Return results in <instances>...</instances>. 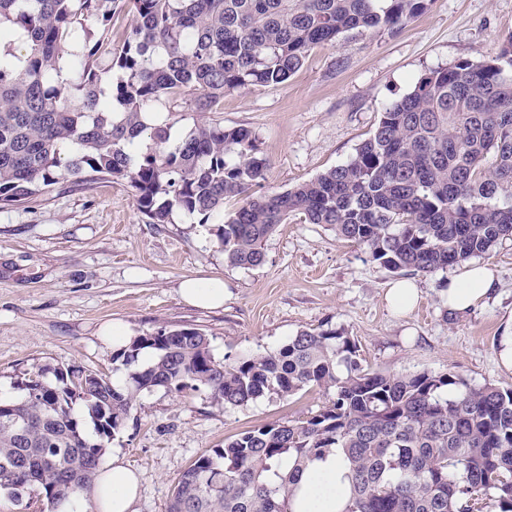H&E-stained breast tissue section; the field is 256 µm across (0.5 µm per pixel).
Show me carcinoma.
<instances>
[{"label":"carcinoma","instance_id":"obj_1","mask_svg":"<svg viewBox=\"0 0 512 512\" xmlns=\"http://www.w3.org/2000/svg\"><path fill=\"white\" fill-rule=\"evenodd\" d=\"M114 2L0 0V207L70 177L126 180L152 224L176 210L218 220L224 256L248 268L291 215L393 273L431 275L512 237V71L498 63H512V35L491 61L422 75L347 163L268 193L250 130L201 119L174 143L165 107L215 112L231 90L286 83L311 48L392 28L431 0H125L134 21L116 48ZM115 68L121 76L103 87ZM227 199L237 207L226 216ZM114 359L137 365L123 386L75 368L52 384L39 369L20 390L43 400L0 399V492L71 500L95 481L144 390H203L239 407L320 388L334 398L308 419L241 432L199 456L168 512H296L303 475L333 450L348 480L340 512H512V389L371 371L332 328L229 362L213 358L201 331L165 328Z\"/></svg>","mask_w":512,"mask_h":512}]
</instances>
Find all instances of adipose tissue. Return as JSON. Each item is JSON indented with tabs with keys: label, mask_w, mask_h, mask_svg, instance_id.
I'll return each instance as SVG.
<instances>
[{
	"label": "adipose tissue",
	"mask_w": 512,
	"mask_h": 512,
	"mask_svg": "<svg viewBox=\"0 0 512 512\" xmlns=\"http://www.w3.org/2000/svg\"><path fill=\"white\" fill-rule=\"evenodd\" d=\"M495 280L486 267L470 264L449 278L446 295L449 312L476 307L494 288ZM341 465L336 455L315 462L304 474L299 512H338L340 505ZM138 478L134 469L120 457H112L93 486L78 497L90 501L93 512H136Z\"/></svg>",
	"instance_id": "adipose-tissue-1"
}]
</instances>
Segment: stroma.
<instances>
[{"label": "stroma", "mask_w": 512, "mask_h": 512, "mask_svg": "<svg viewBox=\"0 0 512 512\" xmlns=\"http://www.w3.org/2000/svg\"><path fill=\"white\" fill-rule=\"evenodd\" d=\"M511 34L512 0H431L397 30L352 31L336 45L314 47L281 86L227 94L218 117L255 135L269 161L265 189L280 192L349 161L386 105L425 72L490 60ZM264 253L260 266H236L210 225L180 212L171 223H149L125 181L63 180L30 203L0 208V397L20 396L23 377L38 368L49 382L61 368L118 382L124 373L98 336L112 322L135 338L199 329L219 361L332 327L355 339L370 370L453 372L512 389V370L498 359L512 322V240L482 259L496 275L493 293L457 314L440 287L456 268L416 275V304L397 309L386 300L396 273L321 224L289 218ZM187 278L223 280V307L184 302L179 285ZM331 398L315 388L225 409L206 393L159 387L138 394L106 452L137 471V512H168L174 487L198 456L242 431L312 416Z\"/></svg>", "instance_id": "1"}]
</instances>
